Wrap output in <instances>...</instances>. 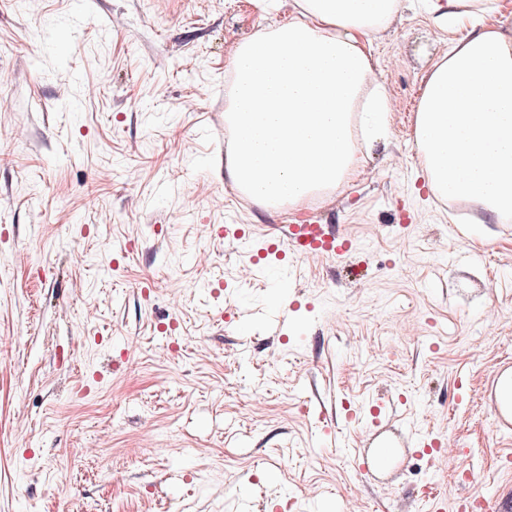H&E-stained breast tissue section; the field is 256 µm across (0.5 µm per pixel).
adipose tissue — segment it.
<instances>
[{"label": "adipose tissue", "mask_w": 512, "mask_h": 512, "mask_svg": "<svg viewBox=\"0 0 512 512\" xmlns=\"http://www.w3.org/2000/svg\"><path fill=\"white\" fill-rule=\"evenodd\" d=\"M461 31L432 66L416 111L430 190L512 221V20L498 0H425ZM406 0H290L287 23L242 42L224 88L226 174L266 209L335 190L358 168L355 131L379 133L390 104L374 77L373 37Z\"/></svg>", "instance_id": "adipose-tissue-1"}]
</instances>
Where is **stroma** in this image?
I'll return each mask as SVG.
<instances>
[{
  "label": "stroma",
  "instance_id": "1",
  "mask_svg": "<svg viewBox=\"0 0 512 512\" xmlns=\"http://www.w3.org/2000/svg\"><path fill=\"white\" fill-rule=\"evenodd\" d=\"M287 20L258 0H0V512H431L428 483L447 512L512 501V420L491 410L512 223L428 190L414 137L452 37L416 7L376 35L385 136L334 193L272 210L225 175L224 84ZM277 224L351 247L284 258ZM380 402L404 409L393 458L362 469ZM410 425L466 457L423 466Z\"/></svg>",
  "mask_w": 512,
  "mask_h": 512
}]
</instances>
